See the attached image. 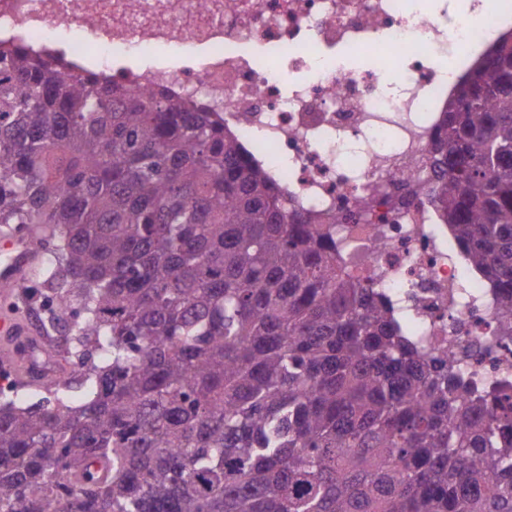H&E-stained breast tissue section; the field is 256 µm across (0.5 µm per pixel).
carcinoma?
<instances>
[{
  "mask_svg": "<svg viewBox=\"0 0 512 512\" xmlns=\"http://www.w3.org/2000/svg\"><path fill=\"white\" fill-rule=\"evenodd\" d=\"M431 142L512 336V33ZM0 224L82 360L0 393V512H512V386L475 389L285 210L224 118L0 44Z\"/></svg>",
  "mask_w": 512,
  "mask_h": 512,
  "instance_id": "obj_1",
  "label": "carcinoma"
}]
</instances>
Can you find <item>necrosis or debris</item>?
I'll list each match as a JSON object with an SVG mask.
<instances>
[{"label": "necrosis or debris", "mask_w": 512, "mask_h": 512, "mask_svg": "<svg viewBox=\"0 0 512 512\" xmlns=\"http://www.w3.org/2000/svg\"><path fill=\"white\" fill-rule=\"evenodd\" d=\"M451 2L0 0V42L221 113L286 209L335 216L355 275L481 389L512 383V342L482 348L496 290L440 221L429 146L457 78L512 32V0Z\"/></svg>", "instance_id": "1"}]
</instances>
